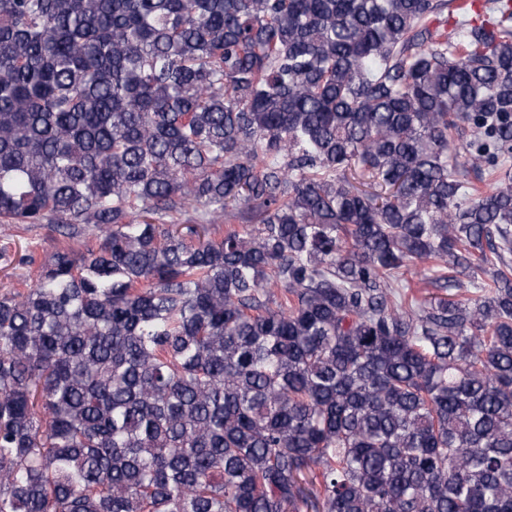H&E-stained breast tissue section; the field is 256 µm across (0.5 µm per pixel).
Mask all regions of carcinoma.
I'll return each instance as SVG.
<instances>
[{
    "mask_svg": "<svg viewBox=\"0 0 512 512\" xmlns=\"http://www.w3.org/2000/svg\"><path fill=\"white\" fill-rule=\"evenodd\" d=\"M488 3L0 0V512H512ZM56 237L46 224L25 230L13 224H0V253L7 248L5 259L0 258V292L11 289L27 275V268L19 263L21 255L33 249L41 258L49 256L55 250Z\"/></svg>",
    "mask_w": 512,
    "mask_h": 512,
    "instance_id": "cac0c4a2",
    "label": "carcinoma"
}]
</instances>
